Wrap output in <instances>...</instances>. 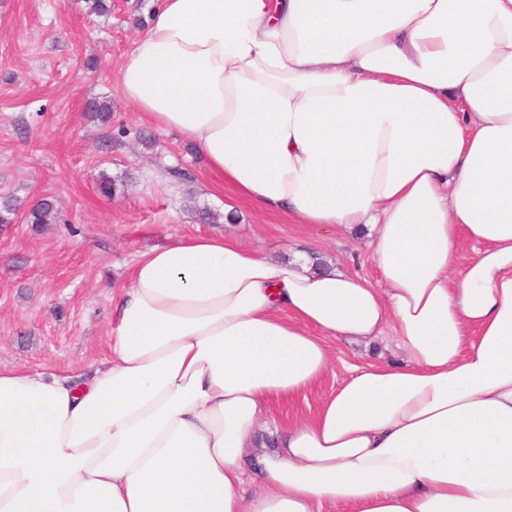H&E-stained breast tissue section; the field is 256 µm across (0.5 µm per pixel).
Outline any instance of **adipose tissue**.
Listing matches in <instances>:
<instances>
[{"label": "adipose tissue", "mask_w": 512, "mask_h": 512, "mask_svg": "<svg viewBox=\"0 0 512 512\" xmlns=\"http://www.w3.org/2000/svg\"><path fill=\"white\" fill-rule=\"evenodd\" d=\"M118 81L237 197L371 227L380 280L142 252L104 361L0 367V512H512V0H160ZM387 328L403 360L266 449L330 340Z\"/></svg>", "instance_id": "ef3b65f1"}]
</instances>
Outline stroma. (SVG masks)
<instances>
[{"instance_id": "1", "label": "stroma", "mask_w": 512, "mask_h": 512, "mask_svg": "<svg viewBox=\"0 0 512 512\" xmlns=\"http://www.w3.org/2000/svg\"><path fill=\"white\" fill-rule=\"evenodd\" d=\"M0 0V197L20 206L0 224V366L68 371L108 354L112 297L143 251L185 237L222 234L258 254L301 251L378 281L368 230L311 229L257 210L217 188L198 153L173 131L149 126L118 86L119 69L145 31L154 0ZM110 101L111 121L89 119L91 100ZM186 171V179L170 171ZM116 187L101 192L100 173ZM59 201L57 223L32 229L28 208ZM233 224H205L190 204L223 211ZM331 370L309 391L274 402L285 426L314 412L352 365L397 361L392 334L330 343Z\"/></svg>"}]
</instances>
